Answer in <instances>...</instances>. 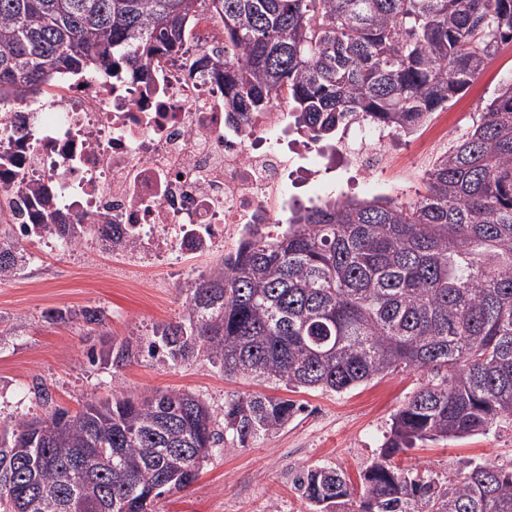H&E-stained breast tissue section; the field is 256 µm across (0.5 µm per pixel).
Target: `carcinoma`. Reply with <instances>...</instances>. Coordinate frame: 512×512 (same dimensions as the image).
Returning <instances> with one entry per match:
<instances>
[{"label":"carcinoma","instance_id":"1","mask_svg":"<svg viewBox=\"0 0 512 512\" xmlns=\"http://www.w3.org/2000/svg\"><path fill=\"white\" fill-rule=\"evenodd\" d=\"M203 13L224 25V60L202 63L224 79L229 117L281 101L322 151L354 124L414 134L512 43V0H0V109L63 72L115 64L143 75ZM23 259L0 233V278ZM187 292L148 353L336 393L423 373L361 472L358 503L341 469L297 473L314 512H512V469L480 462L450 479L394 463L418 442L512 424V83L416 200L298 205L275 235L249 224ZM139 352L129 339L113 345V368ZM300 411L288 398L235 395L221 431L198 396L170 391L18 416L0 426V512H155L195 481L200 449L212 455L227 433L245 448Z\"/></svg>","mask_w":512,"mask_h":512}]
</instances>
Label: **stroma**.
Returning <instances> with one entry per match:
<instances>
[{
    "label": "stroma",
    "mask_w": 512,
    "mask_h": 512,
    "mask_svg": "<svg viewBox=\"0 0 512 512\" xmlns=\"http://www.w3.org/2000/svg\"><path fill=\"white\" fill-rule=\"evenodd\" d=\"M512 82V43L472 85L413 135L421 149L406 157L405 137L385 142L390 157L375 179L391 198L413 200L437 157L470 129L499 88ZM220 255L200 256L165 268L130 272L99 244L79 251L37 249L18 275L0 283V424L60 407L77 413L112 391L183 390L199 396L215 420L236 393H263L298 402L301 410L282 432L213 453L185 491L160 498L157 512H309L293 485L294 474L332 466L358 480L380 451L393 415L420 386L421 373L398 370L338 394L288 390L238 375L224 376L208 362L172 365L140 355L120 371L90 362V348L127 337L150 341L156 327L179 321L186 288L208 275ZM103 311L102 325L89 331L80 312ZM62 311L50 321L46 311ZM512 467V426L495 424L464 439L427 441L397 456L403 467L454 475L469 463Z\"/></svg>",
    "instance_id": "stroma-1"
}]
</instances>
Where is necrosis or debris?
Wrapping results in <instances>:
<instances>
[{
	"instance_id": "obj_1",
	"label": "necrosis or debris",
	"mask_w": 512,
	"mask_h": 512,
	"mask_svg": "<svg viewBox=\"0 0 512 512\" xmlns=\"http://www.w3.org/2000/svg\"><path fill=\"white\" fill-rule=\"evenodd\" d=\"M224 47V27L196 18L183 49L154 55L145 76L111 68L66 75L0 117V195L14 240L55 248L33 232L42 207L81 225H117L114 256L130 269L163 267L222 252L236 228L280 223L294 204L281 181L288 160L264 145L285 108L235 124L224 88L202 71L203 53Z\"/></svg>"
}]
</instances>
